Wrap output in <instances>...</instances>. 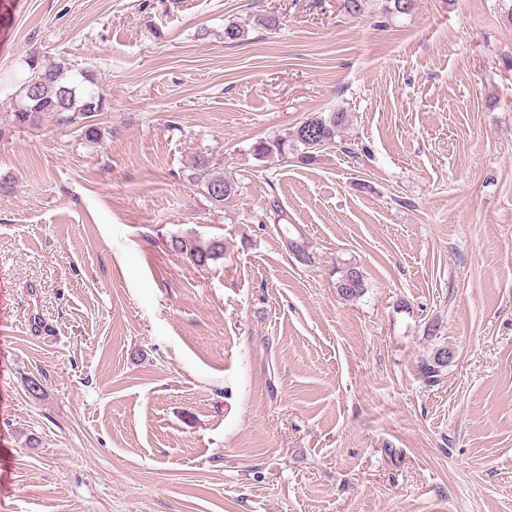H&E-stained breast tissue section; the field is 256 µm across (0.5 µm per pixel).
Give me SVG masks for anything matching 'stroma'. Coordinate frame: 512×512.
<instances>
[{
    "mask_svg": "<svg viewBox=\"0 0 512 512\" xmlns=\"http://www.w3.org/2000/svg\"><path fill=\"white\" fill-rule=\"evenodd\" d=\"M35 50L99 141L12 126ZM507 55L512 0H0V512H512ZM347 115L343 112H330L325 116L322 112L308 117L291 135L279 141H260L254 146V155L267 157L275 148L278 152L288 149V142L293 151H296L298 160L302 164H312L317 160L318 153L325 146L335 144L336 137H341L342 126L345 125ZM301 145L303 149L299 147ZM299 148V149H298ZM300 151V153H299ZM196 169L200 172L198 179L201 178L205 192L215 204H224L236 192L235 183L224 176L223 168L212 167L209 161L199 159ZM190 256L198 265H206L208 261H215L224 256V242L211 240L205 245L193 248ZM339 273H341V276L336 281V289L339 295L343 298H355L363 292V275L356 267L349 266ZM448 352V348L442 347L438 349L433 359L422 360L421 362V374L422 377L429 383H436L439 381V377L443 367L448 364V361L454 356L452 352L448 353V361L441 358V354Z\"/></svg>",
    "mask_w": 512,
    "mask_h": 512,
    "instance_id": "stroma-1",
    "label": "stroma"
}]
</instances>
